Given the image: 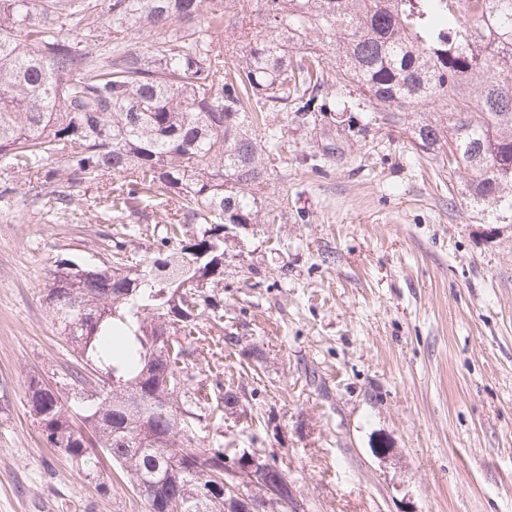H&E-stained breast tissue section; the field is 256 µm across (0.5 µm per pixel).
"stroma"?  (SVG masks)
I'll list each match as a JSON object with an SVG mask.
<instances>
[{
	"label": "stroma",
	"mask_w": 512,
	"mask_h": 512,
	"mask_svg": "<svg viewBox=\"0 0 512 512\" xmlns=\"http://www.w3.org/2000/svg\"><path fill=\"white\" fill-rule=\"evenodd\" d=\"M334 126L272 112L284 147L256 223L224 231V322L198 319L188 373L233 391L201 443L287 471L299 512H512V232L459 194L470 179L404 127L336 93ZM317 155V167L305 158ZM0 202V512H147L110 458L100 495L47 447L31 377L75 364L42 299L56 265L95 267L121 223L89 190L70 224ZM134 260L176 200L142 194Z\"/></svg>",
	"instance_id": "stroma-1"
}]
</instances>
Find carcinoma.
<instances>
[{
  "mask_svg": "<svg viewBox=\"0 0 512 512\" xmlns=\"http://www.w3.org/2000/svg\"><path fill=\"white\" fill-rule=\"evenodd\" d=\"M337 87L410 123L417 148L472 173L467 205L512 224V0H255L252 13L245 0H0V166L30 175L26 200L65 223L91 188L121 218L143 192L182 210L143 264L117 242L87 275L61 263L45 288L83 364L53 385L31 379L29 412L98 491H109L101 450L148 512H224L211 485L228 451L194 433L219 404L191 385L190 337L203 311L224 319L205 291L224 280V225L256 223L281 149L276 132L260 142L252 127L273 110L325 126L319 95ZM114 177L124 183L108 186ZM162 329L183 336L170 356L155 355ZM187 482L202 500L179 510Z\"/></svg>",
  "mask_w": 512,
  "mask_h": 512,
  "instance_id": "cac0c4a2",
  "label": "carcinoma"
}]
</instances>
